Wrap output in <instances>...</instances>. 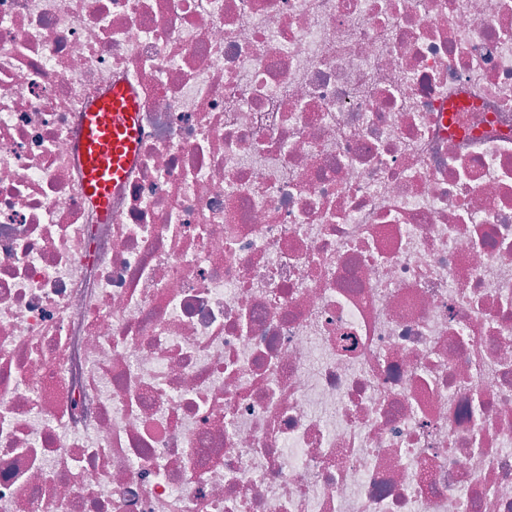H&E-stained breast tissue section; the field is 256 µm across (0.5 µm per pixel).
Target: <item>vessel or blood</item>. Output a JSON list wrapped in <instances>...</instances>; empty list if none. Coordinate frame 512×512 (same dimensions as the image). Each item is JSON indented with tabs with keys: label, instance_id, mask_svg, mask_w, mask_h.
Wrapping results in <instances>:
<instances>
[{
	"label": "vessel or blood",
	"instance_id": "b4317fda",
	"mask_svg": "<svg viewBox=\"0 0 512 512\" xmlns=\"http://www.w3.org/2000/svg\"><path fill=\"white\" fill-rule=\"evenodd\" d=\"M142 104L126 87H113L88 110L82 140L85 193L108 210L113 189L123 182L139 146Z\"/></svg>",
	"mask_w": 512,
	"mask_h": 512
}]
</instances>
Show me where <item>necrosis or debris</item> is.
Wrapping results in <instances>:
<instances>
[{
  "instance_id": "4bbe7bcc",
  "label": "necrosis or debris",
  "mask_w": 512,
  "mask_h": 512,
  "mask_svg": "<svg viewBox=\"0 0 512 512\" xmlns=\"http://www.w3.org/2000/svg\"><path fill=\"white\" fill-rule=\"evenodd\" d=\"M0 512H512V0H0ZM142 103L126 87L113 86L86 113L82 151L85 193L107 212L111 192L123 182L139 146Z\"/></svg>"
}]
</instances>
